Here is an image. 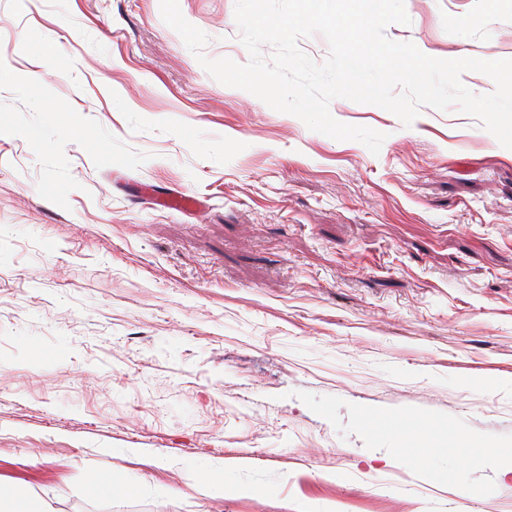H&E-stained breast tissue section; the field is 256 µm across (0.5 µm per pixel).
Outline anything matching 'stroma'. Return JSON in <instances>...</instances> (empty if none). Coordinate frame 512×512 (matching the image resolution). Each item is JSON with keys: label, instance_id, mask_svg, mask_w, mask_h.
<instances>
[{"label": "stroma", "instance_id": "stroma-1", "mask_svg": "<svg viewBox=\"0 0 512 512\" xmlns=\"http://www.w3.org/2000/svg\"><path fill=\"white\" fill-rule=\"evenodd\" d=\"M247 62L235 0H179ZM386 34L512 58V0ZM379 154L214 80L160 0H0V490L56 512H512L416 476L305 391L512 434V149L344 98ZM195 198L190 210L160 204ZM241 495L202 491L209 467ZM113 474L124 491L92 494Z\"/></svg>", "mask_w": 512, "mask_h": 512}]
</instances>
